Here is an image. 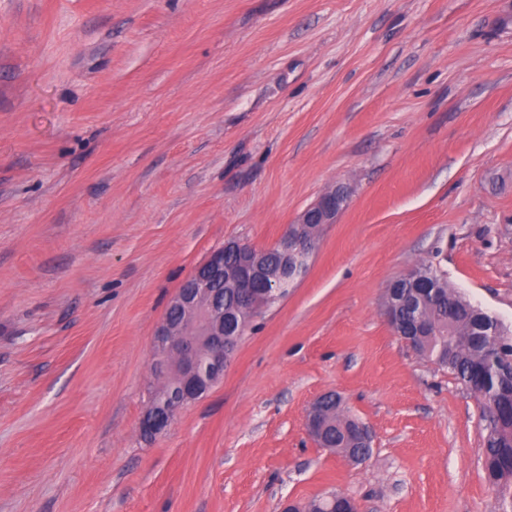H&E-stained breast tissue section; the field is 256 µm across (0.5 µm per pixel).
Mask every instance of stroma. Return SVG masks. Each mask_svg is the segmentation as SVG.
<instances>
[{"label":"stroma","mask_w":512,"mask_h":512,"mask_svg":"<svg viewBox=\"0 0 512 512\" xmlns=\"http://www.w3.org/2000/svg\"><path fill=\"white\" fill-rule=\"evenodd\" d=\"M339 184L306 272L144 441L181 282ZM421 262L512 329V0H0V512H506L482 399L384 316ZM329 392L364 462L307 434ZM330 495L333 496L334 499L330 497ZM342 494L332 492L328 494L327 496L321 497L319 499L313 500L309 507L312 511L309 512H335L334 509H336V497L338 498V501L340 502L341 499L345 500L344 502H340V507L336 509V512H359V507L353 501L351 498L347 497H340Z\"/></svg>","instance_id":"1"}]
</instances>
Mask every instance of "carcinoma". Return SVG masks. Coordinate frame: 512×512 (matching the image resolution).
I'll return each instance as SVG.
<instances>
[{"label": "carcinoma", "instance_id": "obj_1", "mask_svg": "<svg viewBox=\"0 0 512 512\" xmlns=\"http://www.w3.org/2000/svg\"><path fill=\"white\" fill-rule=\"evenodd\" d=\"M429 331L418 338L424 357L448 369L467 389L481 397H493L499 413L484 416L486 421L484 457L496 462L493 485L502 495L512 498V336L501 328L495 336H474L476 317L463 310L448 315V305L433 308L427 314ZM356 419L324 407L321 417L322 445L346 448L353 444L348 430Z\"/></svg>", "mask_w": 512, "mask_h": 512}]
</instances>
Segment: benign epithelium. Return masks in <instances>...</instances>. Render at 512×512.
<instances>
[{
	"label": "benign epithelium",
	"instance_id": "1",
	"mask_svg": "<svg viewBox=\"0 0 512 512\" xmlns=\"http://www.w3.org/2000/svg\"><path fill=\"white\" fill-rule=\"evenodd\" d=\"M347 200V188L337 185L305 209L297 223L288 225L272 246L279 255L278 268L269 264L268 249L230 241L181 283L167 306L178 317L164 315L155 333L151 360L155 376L172 380V386L143 412L141 435L153 439L164 433L183 408L224 378L242 335L243 316L284 296L278 283L289 285L302 276L317 242L312 229L335 223ZM227 253L235 256L234 264H224ZM403 278L409 281L411 292L400 297L386 288L385 299L390 304L384 313L393 333L414 350L413 336L426 324L424 307L441 304L443 294L430 284L431 274L411 269ZM227 285L236 289L237 309L224 307Z\"/></svg>",
	"mask_w": 512,
	"mask_h": 512
}]
</instances>
